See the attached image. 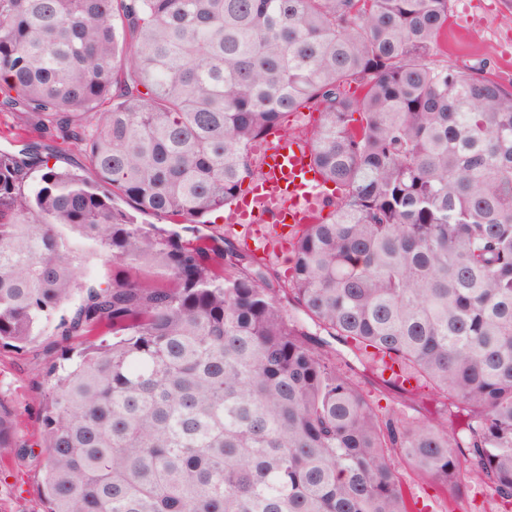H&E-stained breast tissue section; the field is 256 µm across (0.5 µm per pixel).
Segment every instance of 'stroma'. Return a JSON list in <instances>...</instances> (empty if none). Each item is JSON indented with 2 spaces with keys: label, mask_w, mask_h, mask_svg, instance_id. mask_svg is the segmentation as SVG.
<instances>
[{
  "label": "stroma",
  "mask_w": 512,
  "mask_h": 512,
  "mask_svg": "<svg viewBox=\"0 0 512 512\" xmlns=\"http://www.w3.org/2000/svg\"><path fill=\"white\" fill-rule=\"evenodd\" d=\"M434 58L457 65L480 63L486 76L512 81V0H451V23ZM54 341L47 331L22 351L0 348V406L11 412L14 433L22 443L41 438L36 394L42 368L58 356ZM395 468L407 494L424 505V512H496L484 487L464 481L442 492L403 459H396ZM41 476L38 454L0 459V512H46Z\"/></svg>",
  "instance_id": "1"
}]
</instances>
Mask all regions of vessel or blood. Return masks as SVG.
<instances>
[{
    "mask_svg": "<svg viewBox=\"0 0 512 512\" xmlns=\"http://www.w3.org/2000/svg\"><path fill=\"white\" fill-rule=\"evenodd\" d=\"M264 177L249 196L233 204L226 216L230 224H307L319 209L316 186L309 171L306 143L280 140L262 152Z\"/></svg>",
    "mask_w": 512,
    "mask_h": 512,
    "instance_id": "b4317fda",
    "label": "vessel or blood"
}]
</instances>
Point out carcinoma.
I'll return each mask as SVG.
<instances>
[{
	"label": "carcinoma",
	"mask_w": 512,
	"mask_h": 512,
	"mask_svg": "<svg viewBox=\"0 0 512 512\" xmlns=\"http://www.w3.org/2000/svg\"><path fill=\"white\" fill-rule=\"evenodd\" d=\"M450 2L0 0V112L95 173L0 151V347L52 324L69 363L37 393L48 512H413L396 457L512 512V83L432 60ZM303 108L336 195L291 231L285 279L186 238ZM65 228L144 273L62 314ZM332 339L435 410L383 413ZM23 450L0 406V457ZM44 143L50 145L49 156L53 155L49 159V165L56 164V166L67 167L83 173L87 170L88 162L85 155L76 150L64 149V145L61 140L53 141L49 137L43 138Z\"/></svg>",
	"instance_id": "obj_1"
}]
</instances>
